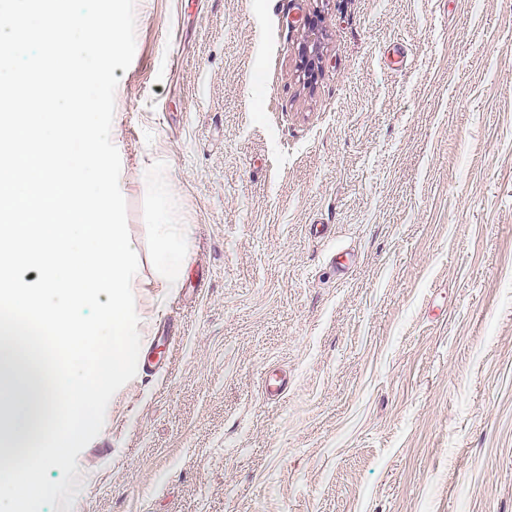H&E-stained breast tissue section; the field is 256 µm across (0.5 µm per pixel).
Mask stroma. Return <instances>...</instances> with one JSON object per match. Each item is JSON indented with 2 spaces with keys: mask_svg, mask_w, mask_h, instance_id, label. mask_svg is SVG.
<instances>
[{
  "mask_svg": "<svg viewBox=\"0 0 512 512\" xmlns=\"http://www.w3.org/2000/svg\"><path fill=\"white\" fill-rule=\"evenodd\" d=\"M135 16L113 142L159 367L41 512H512V0ZM163 211L187 229L166 298Z\"/></svg>",
  "mask_w": 512,
  "mask_h": 512,
  "instance_id": "35a3bbf8",
  "label": "stroma"
}]
</instances>
